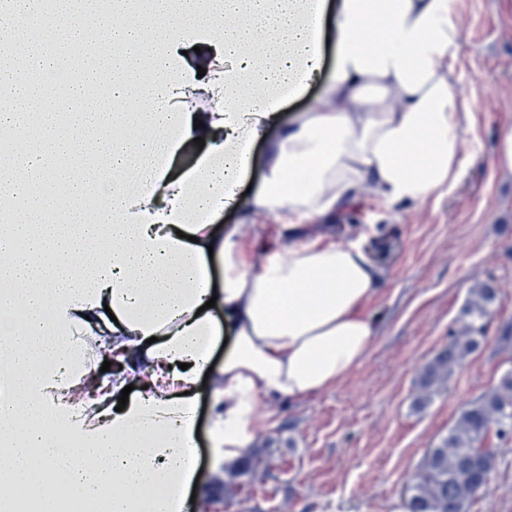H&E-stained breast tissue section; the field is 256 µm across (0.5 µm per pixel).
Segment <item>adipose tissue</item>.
<instances>
[{"instance_id": "ef3b65f1", "label": "adipose tissue", "mask_w": 512, "mask_h": 512, "mask_svg": "<svg viewBox=\"0 0 512 512\" xmlns=\"http://www.w3.org/2000/svg\"><path fill=\"white\" fill-rule=\"evenodd\" d=\"M458 3L112 0L103 14L99 0H68L44 14L37 0H0V32L26 48L23 66L0 67L13 86L0 132L26 139L0 156V204L15 215L0 225L1 491L48 470L40 512H55L57 483L89 499L111 489L108 512H186L201 387L213 396L211 448L233 465L250 451L261 401L318 394L363 362L377 268L359 241L296 234L365 192L418 204L454 188L474 122L457 91ZM328 21L336 55L324 77ZM88 27L112 59L109 103L84 104L56 80L66 56L42 38ZM191 36L216 50L204 81L182 64ZM316 78L322 92L270 146L261 188L239 196L253 141ZM189 95L214 111H183ZM61 98L77 110L47 111ZM197 137L203 154L173 172ZM225 210L239 223H210ZM260 215L279 223L276 251L249 243ZM224 333L232 346L215 366ZM101 348L122 364L112 376L93 363Z\"/></svg>"}]
</instances>
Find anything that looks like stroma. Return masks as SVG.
<instances>
[{"label":"stroma","instance_id":"stroma-1","mask_svg":"<svg viewBox=\"0 0 512 512\" xmlns=\"http://www.w3.org/2000/svg\"><path fill=\"white\" fill-rule=\"evenodd\" d=\"M466 33L460 91L475 104L466 143L473 161L456 188L423 204L385 205L371 194L335 222L307 220L303 236L360 241L380 272L364 302L375 336L365 360L332 389L294 402H263L252 477L213 478L208 440L212 404L201 388L198 455L204 484L192 512H403V493L447 435L460 410L512 369V172L495 150L512 132V0H460ZM312 82L286 102L253 150L247 183L259 186L271 143L320 91ZM497 298L484 338L431 397L420 375L463 326L473 288ZM497 465L489 492L467 512H512V438L489 437Z\"/></svg>","mask_w":512,"mask_h":512}]
</instances>
